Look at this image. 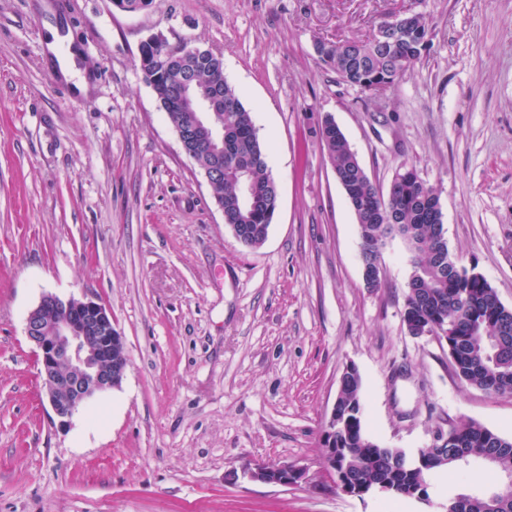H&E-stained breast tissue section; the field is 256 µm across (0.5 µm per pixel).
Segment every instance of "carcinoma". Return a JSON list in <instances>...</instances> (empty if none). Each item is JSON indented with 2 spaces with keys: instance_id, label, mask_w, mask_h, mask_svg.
<instances>
[{
  "instance_id": "cac0c4a2",
  "label": "carcinoma",
  "mask_w": 512,
  "mask_h": 512,
  "mask_svg": "<svg viewBox=\"0 0 512 512\" xmlns=\"http://www.w3.org/2000/svg\"><path fill=\"white\" fill-rule=\"evenodd\" d=\"M427 24L419 19L414 30L396 38L391 34L370 40L320 41V59L353 86L373 78L394 80L417 61ZM195 70L206 80L223 81L224 181L211 188L224 206V223L237 240L256 247L266 238L271 221L265 210L250 209L239 187L237 169L248 167L255 191L262 198L274 192L267 172L266 150L256 133L253 112L240 92L224 80V71L207 59L195 60ZM319 137L336 178L355 215L362 241V257L389 238L402 239L410 257V283L415 294L402 314L413 335L428 326L448 330L449 354L458 377L490 393H512V310H505L484 276L451 256L443 230V212L432 186L413 165L396 172L388 193L372 182L343 133L325 118ZM360 375L346 378L336 414V447L345 448L343 467L349 478L366 488L389 486L402 497L430 498L432 474L463 460H481L512 478V439L485 427L467 424L448 431L442 449L419 453L414 467L404 465L399 448H385L363 427L364 404ZM494 512H512V484L489 494Z\"/></svg>"
}]
</instances>
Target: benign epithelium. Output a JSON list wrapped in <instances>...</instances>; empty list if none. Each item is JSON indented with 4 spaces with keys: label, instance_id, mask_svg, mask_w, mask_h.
I'll list each match as a JSON object with an SVG mask.
<instances>
[{
    "label": "benign epithelium",
    "instance_id": "1",
    "mask_svg": "<svg viewBox=\"0 0 512 512\" xmlns=\"http://www.w3.org/2000/svg\"><path fill=\"white\" fill-rule=\"evenodd\" d=\"M414 16L416 13L406 11L385 20L375 34L379 36L388 28L398 30L410 26ZM149 48L162 50L165 76L172 85V94L162 110L191 109L198 115V123L191 131L177 133L181 147H186L187 141L200 132L209 139L211 161L203 174L210 184L224 175V124L214 118L224 106V93L219 84L201 85L195 70H177L174 63H184L202 54L220 60L222 55L188 42L171 46L156 35L140 45V60L144 64L151 59L146 54ZM25 334L35 347L47 401L62 426L91 399L118 387L126 375L129 359L123 336L112 326V316L106 308L91 299L44 294L26 317ZM323 458L333 484L346 493L358 494L351 490L344 473L336 468V449H323ZM243 474L253 482L274 486L297 485L306 480L305 468L286 464L256 463Z\"/></svg>",
    "mask_w": 512,
    "mask_h": 512
}]
</instances>
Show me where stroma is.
<instances>
[{"label": "stroma", "instance_id": "1", "mask_svg": "<svg viewBox=\"0 0 512 512\" xmlns=\"http://www.w3.org/2000/svg\"><path fill=\"white\" fill-rule=\"evenodd\" d=\"M408 10L428 42L392 87L347 84L316 52ZM51 30L86 94L60 77ZM157 34L220 52L254 110L279 189L258 247L225 224L143 77ZM328 115L381 188L417 167L450 252L512 309V0H0V512H444L506 483L470 462L427 503L333 487L323 433L347 366L366 431L410 455L463 423L512 438V394L467 384L446 343L407 332L400 239L366 286ZM46 293L102 304L130 361L64 426L25 336ZM258 462L307 479H243Z\"/></svg>", "mask_w": 512, "mask_h": 512}]
</instances>
